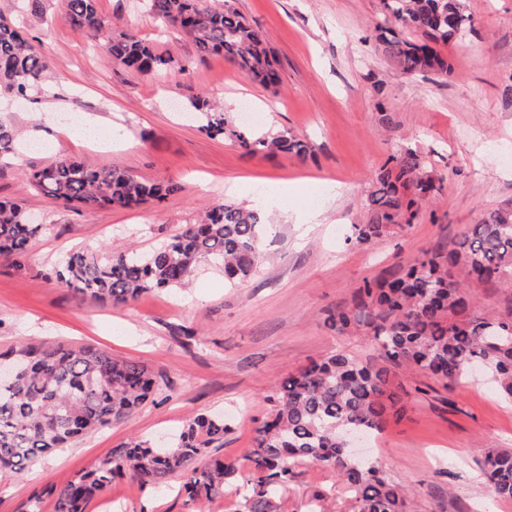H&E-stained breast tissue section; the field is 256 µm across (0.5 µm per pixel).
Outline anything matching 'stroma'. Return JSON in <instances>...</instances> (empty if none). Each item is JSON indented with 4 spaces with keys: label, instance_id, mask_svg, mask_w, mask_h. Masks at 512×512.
I'll list each match as a JSON object with an SVG mask.
<instances>
[{
    "label": "stroma",
    "instance_id": "1",
    "mask_svg": "<svg viewBox=\"0 0 512 512\" xmlns=\"http://www.w3.org/2000/svg\"><path fill=\"white\" fill-rule=\"evenodd\" d=\"M267 36L280 84L249 82L219 55H203L188 37L161 29L136 0H98L112 34L137 32L170 54L175 73H140L61 17V0H0V18L41 38L52 76L39 102L6 103L0 114L32 149L0 161V199L19 203L45 229L16 267L0 259V351L21 344H90L144 365L156 380L148 402L128 418L41 459L27 473L0 469V512H17L38 488L90 469L119 443L154 440L200 413L228 425L218 454L246 469L255 429L270 412L267 396L288 374L336 351L376 357L366 336L340 335L327 318L352 304L366 279L400 270L421 249L447 251L459 233L492 209L512 204V0H467L476 34L441 46L454 75L411 76L390 64L370 39L381 0H229ZM223 104L252 126L306 139L305 159L249 154L235 139L212 138L188 119V99ZM79 112L129 142L109 149L71 141L60 116ZM420 153L444 178L442 196L412 226L367 245L346 243L364 221L367 195L397 149ZM178 190L138 209L72 211L23 177L59 157ZM290 186L265 206L275 230L262 245L251 279L231 284L202 265L182 290L142 295L125 306H100L56 282L70 251L147 250L205 208L252 205L244 186ZM318 213L321 223H300ZM413 387L406 416L389 422L373 447L388 478L411 492L412 512H512L479 472L482 444L512 448V404L472 379L447 391L435 379L399 371ZM180 478L157 489L120 479L105 497L113 512H197L178 493ZM288 512H354L351 491L334 469L297 463L283 492Z\"/></svg>",
    "mask_w": 512,
    "mask_h": 512
}]
</instances>
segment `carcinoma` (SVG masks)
<instances>
[{"instance_id":"obj_1","label":"carcinoma","mask_w":512,"mask_h":512,"mask_svg":"<svg viewBox=\"0 0 512 512\" xmlns=\"http://www.w3.org/2000/svg\"><path fill=\"white\" fill-rule=\"evenodd\" d=\"M376 49L408 75L448 77L452 66L437 50L474 32L466 0H381ZM164 26L192 38L198 50L217 54L245 78L269 88L279 84L274 55L261 30L231 6L214 0H142ZM61 18L94 40L105 38L113 60L141 73L171 71L173 60L133 31L106 38L98 0H63ZM420 35L403 36V30ZM49 65L36 39L0 19V90L17 97L42 86ZM193 118L210 136H229L251 154L280 152L303 159L308 144L289 132L266 139L229 126L224 110L206 98H191ZM18 129L0 119V155L15 149ZM37 190L78 211L109 205L132 209L160 203L176 186L144 182L119 168H96L83 160L61 157L39 169L23 171ZM443 177L427 170L424 159L406 149L390 155L367 200L366 223L351 225L347 240L366 245L394 227L412 226L424 204L443 190ZM43 230L22 207L0 201V258L19 266L28 244ZM269 225L258 211L236 203L207 210L201 222L188 224L148 252L114 251L106 259L71 251L55 269L57 279L91 302L126 305L153 291L180 288L204 261H214L225 278L245 281L263 260L262 243ZM498 284L512 288V205L496 208L471 226L445 252L425 250L401 273L364 280L352 305L332 317L339 334L362 332L380 351L384 364L336 352L289 375L268 399L272 412L255 431L246 473L229 459L209 458L207 449L224 444V418L200 414L190 419L166 447L149 440L125 442L91 469L61 485L33 492L20 512H87L88 505L118 477L163 485L176 473L188 501L206 506L237 492L236 512H278L277 499L292 466L310 461L336 470L354 493L356 512H410L406 489L393 484L383 466L344 451L349 432L377 435L406 408L409 392L393 384V369L421 372L451 390L473 376L491 384L499 398L512 403V313L476 309L472 288ZM18 369L0 381V466L23 474L43 457L130 416L154 395L155 381L145 367L112 357L91 346L41 343L5 354ZM481 472L501 499L512 500V451L482 450Z\"/></svg>"}]
</instances>
